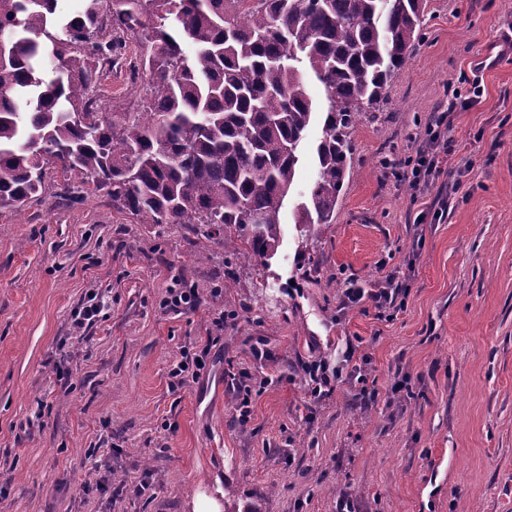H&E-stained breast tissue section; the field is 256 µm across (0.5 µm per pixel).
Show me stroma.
<instances>
[{"mask_svg": "<svg viewBox=\"0 0 512 512\" xmlns=\"http://www.w3.org/2000/svg\"><path fill=\"white\" fill-rule=\"evenodd\" d=\"M511 32L512 0H430L410 63L354 129L336 221L315 233L295 222L316 179L314 120L268 266L136 223L103 190L66 205L60 184L81 176L55 167L23 210L0 208V512H512ZM145 91L121 62L98 95L122 112ZM456 91L473 101L449 135L475 166L450 160L448 212L418 224L379 161L407 158ZM383 261L415 270L401 310L343 307L346 279L370 287ZM185 287L196 310L162 309ZM93 292L104 308L73 337ZM204 345L210 370L175 385L180 350ZM349 351L360 372L315 397L303 364ZM106 446L112 491L85 492Z\"/></svg>", "mask_w": 512, "mask_h": 512, "instance_id": "1", "label": "stroma"}]
</instances>
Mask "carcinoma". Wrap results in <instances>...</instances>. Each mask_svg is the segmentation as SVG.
<instances>
[{"label":"carcinoma","instance_id":"cac0c4a2","mask_svg":"<svg viewBox=\"0 0 512 512\" xmlns=\"http://www.w3.org/2000/svg\"><path fill=\"white\" fill-rule=\"evenodd\" d=\"M0 0V208L43 192L47 169L77 171L60 197L106 188L138 224H186L245 244L259 265L282 236L280 213L314 116L306 80L328 108L317 179L296 208L311 231L331 224L354 171L352 130L379 110L425 29L427 0ZM148 78L134 111L89 97L123 56Z\"/></svg>","mask_w":512,"mask_h":512}]
</instances>
